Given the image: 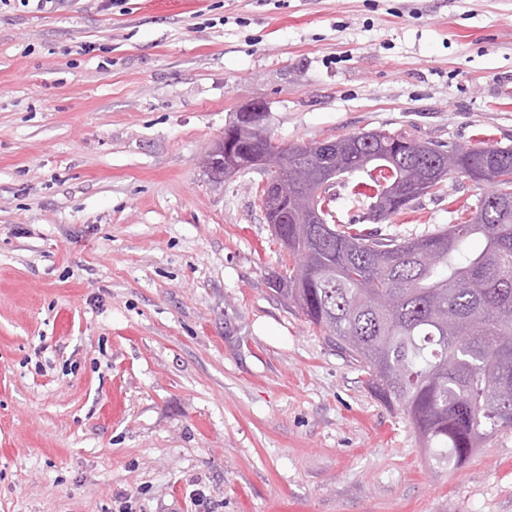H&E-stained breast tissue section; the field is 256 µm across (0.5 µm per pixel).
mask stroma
<instances>
[{"label": "stroma", "mask_w": 512, "mask_h": 512, "mask_svg": "<svg viewBox=\"0 0 512 512\" xmlns=\"http://www.w3.org/2000/svg\"><path fill=\"white\" fill-rule=\"evenodd\" d=\"M251 99L282 142L512 147V0H0V512H512V431L429 465L272 291L263 173L203 165Z\"/></svg>", "instance_id": "1"}]
</instances>
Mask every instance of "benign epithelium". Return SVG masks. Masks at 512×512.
Wrapping results in <instances>:
<instances>
[{
	"label": "benign epithelium",
	"instance_id": "1",
	"mask_svg": "<svg viewBox=\"0 0 512 512\" xmlns=\"http://www.w3.org/2000/svg\"><path fill=\"white\" fill-rule=\"evenodd\" d=\"M267 104L260 99L241 105L235 120L224 128V136L210 150L212 158L207 170L212 179L222 182L236 176L244 169L266 174L258 187L263 211L270 224L288 223V196L296 187L288 185V166L305 162L309 156L299 146L281 143L269 136L266 124ZM258 140L263 141V151L242 158V149ZM337 172L319 165L312 166L314 191L313 218L322 219L319 201L325 189L336 184Z\"/></svg>",
	"mask_w": 512,
	"mask_h": 512
}]
</instances>
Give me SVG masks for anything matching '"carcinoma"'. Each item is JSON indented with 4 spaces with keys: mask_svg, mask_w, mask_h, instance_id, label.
Returning <instances> with one entry per match:
<instances>
[{
    "mask_svg": "<svg viewBox=\"0 0 512 512\" xmlns=\"http://www.w3.org/2000/svg\"><path fill=\"white\" fill-rule=\"evenodd\" d=\"M336 167L367 173L352 192L369 201L371 224L452 177L490 184L458 223L414 239L290 216L282 231L296 275L273 286L408 417L432 465L460 464L512 430V148L353 133L336 139Z\"/></svg>",
    "mask_w": 512,
    "mask_h": 512,
    "instance_id": "cac0c4a2",
    "label": "carcinoma"
}]
</instances>
